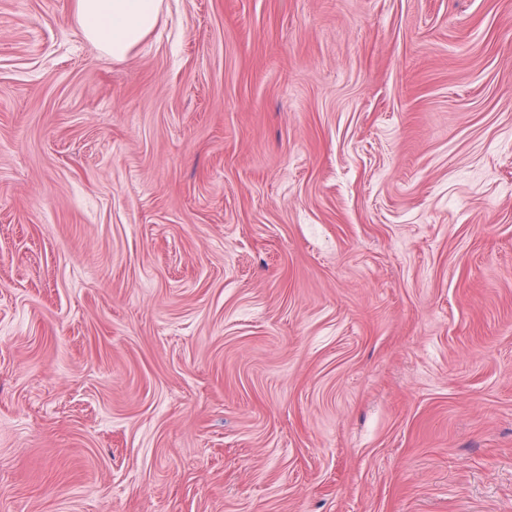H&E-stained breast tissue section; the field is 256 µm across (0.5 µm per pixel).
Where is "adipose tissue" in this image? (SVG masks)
I'll return each mask as SVG.
<instances>
[{"instance_id":"ef3b65f1","label":"adipose tissue","mask_w":512,"mask_h":512,"mask_svg":"<svg viewBox=\"0 0 512 512\" xmlns=\"http://www.w3.org/2000/svg\"><path fill=\"white\" fill-rule=\"evenodd\" d=\"M163 0H73L84 36L115 59L127 57L156 29Z\"/></svg>"}]
</instances>
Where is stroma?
I'll return each instance as SVG.
<instances>
[{
	"instance_id": "obj_1",
	"label": "stroma",
	"mask_w": 512,
	"mask_h": 512,
	"mask_svg": "<svg viewBox=\"0 0 512 512\" xmlns=\"http://www.w3.org/2000/svg\"><path fill=\"white\" fill-rule=\"evenodd\" d=\"M0 512H512V0H0ZM162 5V0H73V16L105 55L124 59L154 32Z\"/></svg>"
}]
</instances>
